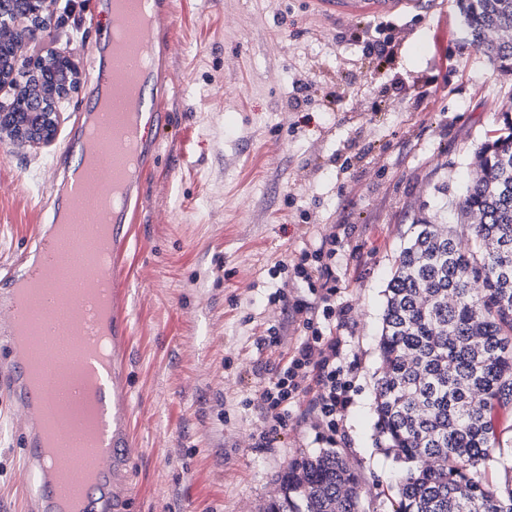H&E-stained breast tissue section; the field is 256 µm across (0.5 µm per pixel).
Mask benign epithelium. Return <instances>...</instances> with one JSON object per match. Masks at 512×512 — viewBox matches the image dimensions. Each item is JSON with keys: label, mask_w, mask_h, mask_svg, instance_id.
Listing matches in <instances>:
<instances>
[{"label": "benign epithelium", "mask_w": 512, "mask_h": 512, "mask_svg": "<svg viewBox=\"0 0 512 512\" xmlns=\"http://www.w3.org/2000/svg\"><path fill=\"white\" fill-rule=\"evenodd\" d=\"M58 0H20L21 8L0 10V91L12 98L0 101V143L47 146L56 136L62 108L80 84V67L66 53L32 55L28 46L46 27ZM26 111L18 112V105Z\"/></svg>", "instance_id": "1"}]
</instances>
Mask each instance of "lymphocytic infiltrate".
Here are the masks:
<instances>
[{
  "label": "lymphocytic infiltrate",
  "instance_id": "1",
  "mask_svg": "<svg viewBox=\"0 0 512 512\" xmlns=\"http://www.w3.org/2000/svg\"><path fill=\"white\" fill-rule=\"evenodd\" d=\"M341 256V239L336 232L321 236L315 249H304L290 260L273 266L272 275L281 283L269 297L280 307L281 322L267 328L257 344L264 348L280 347L290 324H297L302 338L292 348L285 364L273 377L262 382L256 394L246 398L245 406L255 409L261 426L256 445L272 447L275 438L288 426V409L308 397L310 422L316 440L335 447L339 417L347 404L345 393L350 385L341 360V337L336 334V261ZM301 280L313 285L316 301L288 299L291 282Z\"/></svg>",
  "mask_w": 512,
  "mask_h": 512
}]
</instances>
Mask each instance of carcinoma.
Returning a JSON list of instances; mask_svg holds the SVG:
<instances>
[{"label": "carcinoma", "instance_id": "1", "mask_svg": "<svg viewBox=\"0 0 512 512\" xmlns=\"http://www.w3.org/2000/svg\"><path fill=\"white\" fill-rule=\"evenodd\" d=\"M476 49L512 75V0H458ZM481 145L455 205L413 223L385 290L380 432L410 464L396 512H512V445L492 415L512 404V106ZM431 456L437 466H425ZM267 512H358L359 479L334 450L288 462Z\"/></svg>", "mask_w": 512, "mask_h": 512}]
</instances>
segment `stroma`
<instances>
[{
  "instance_id": "stroma-1",
  "label": "stroma",
  "mask_w": 512,
  "mask_h": 512,
  "mask_svg": "<svg viewBox=\"0 0 512 512\" xmlns=\"http://www.w3.org/2000/svg\"><path fill=\"white\" fill-rule=\"evenodd\" d=\"M32 52L65 51L82 76L55 142L0 146V271L46 223L58 169L98 76L109 0H61ZM389 41L376 69L367 46ZM165 123L129 212L120 258L131 324L128 512H264L290 459L321 452L290 405L258 448L242 401L282 365L256 340L281 317L270 269L345 225L336 305L355 367L335 451L360 512H394L407 465L385 453L374 389L384 291L412 224L459 195L474 152L512 102L506 77L462 29L455 0L386 17L319 13L311 0H178L167 39ZM299 109H292L293 99ZM21 448L0 402V512H16Z\"/></svg>"
}]
</instances>
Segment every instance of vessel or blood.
<instances>
[{"instance_id": "obj_1", "label": "vessel or blood", "mask_w": 512, "mask_h": 512, "mask_svg": "<svg viewBox=\"0 0 512 512\" xmlns=\"http://www.w3.org/2000/svg\"><path fill=\"white\" fill-rule=\"evenodd\" d=\"M320 2L329 9L358 15L369 11L390 13L417 5L420 0ZM147 11L151 26L145 42L151 45L172 19L175 0H147ZM105 52L107 63L103 72L106 84L132 86L139 92L136 121L118 131L115 141L89 142L86 138L88 127L108 120L98 105H91L82 115L72 140V150L78 161L64 170L61 190L65 208L86 214L90 223L111 225L112 249L117 252L127 240V201L138 192L143 169L156 149V140L150 136L149 127L162 119L156 95L162 72L155 62L146 68L135 65L138 48L109 42L105 45ZM121 140L132 141L137 155L134 170L124 180L127 201L108 213L88 212L87 192L80 176L81 161L92 153L103 159L109 158ZM51 232L48 226L37 230L29 258L20 262L12 273L0 278V331L8 338L5 346L8 365L0 368V391L8 393L11 407L25 417L22 433L24 452L17 467L20 488L24 493L20 512H61L62 503L74 497L81 499L82 512H123V487L134 455L129 433L132 409L126 375L131 325L123 310L125 297L116 286V263L104 267L80 266L78 278L84 288L81 294H72V286L68 282L60 281L55 285L56 296H70L72 315L82 326V333L76 338L81 347L80 354L47 357L42 353L41 337L23 338L18 334L23 314L14 303V295L22 282L39 277L53 265L55 255ZM94 288L104 289L110 303L111 359L98 392L101 436L95 447L96 460L92 467L83 468L60 456H46L44 427L53 424L59 439L64 441L75 440L80 435L69 408L80 401L81 388L74 384L61 389L53 379L60 370L80 372L93 364L87 346L99 329L96 301L90 294Z\"/></svg>"}]
</instances>
